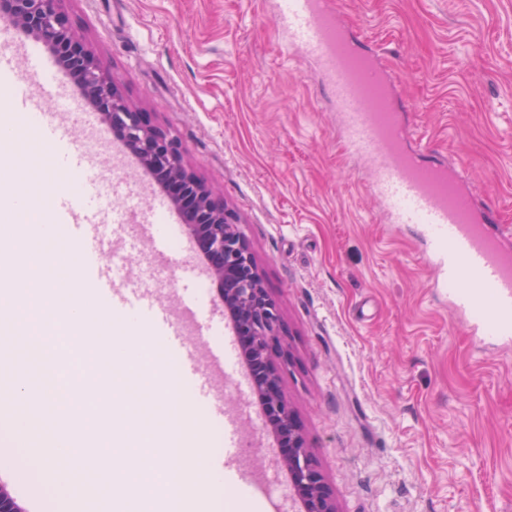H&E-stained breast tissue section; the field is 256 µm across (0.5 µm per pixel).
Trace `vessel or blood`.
I'll return each mask as SVG.
<instances>
[{
	"label": "vessel or blood",
	"instance_id": "1",
	"mask_svg": "<svg viewBox=\"0 0 512 512\" xmlns=\"http://www.w3.org/2000/svg\"><path fill=\"white\" fill-rule=\"evenodd\" d=\"M274 24L288 36L302 56L315 62L332 88L347 152L367 160L370 192L390 223L415 224L426 245L429 263L439 284L449 286L452 311L470 316L471 333L483 347L497 341L512 342V250L496 231V211L477 209L471 193L446 168L419 160L402 151L403 123L394 99L396 83L387 66L364 51L327 0H290L274 16ZM8 26L0 27V72L20 69L55 83L56 73L41 57L11 49ZM5 108L22 117L51 150L57 171L74 175L77 194L56 193L51 200L58 213L76 215L62 225L69 244L80 253L91 272V286L110 311L134 315L162 341L172 357L178 383L190 385L196 400L209 409L212 422L224 415V362L188 342L172 319L169 304L138 286L117 287L103 257V235L97 218L98 185L102 165L92 155L74 150L73 131L48 112L44 97L33 95L26 81H18ZM243 445L239 431L224 437V455L209 465L223 476L226 458Z\"/></svg>",
	"mask_w": 512,
	"mask_h": 512
}]
</instances>
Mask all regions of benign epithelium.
<instances>
[{
  "instance_id": "obj_1",
  "label": "benign epithelium",
  "mask_w": 512,
  "mask_h": 512,
  "mask_svg": "<svg viewBox=\"0 0 512 512\" xmlns=\"http://www.w3.org/2000/svg\"><path fill=\"white\" fill-rule=\"evenodd\" d=\"M60 2L0 0V18L50 48L61 66L77 75L102 122L121 135L143 169L171 189L234 334L245 343L253 388L275 436L273 452L288 472L298 512H336L332 489L280 386L275 351L284 324L237 215L184 165L181 141L153 124L122 93L108 65L78 34Z\"/></svg>"
}]
</instances>
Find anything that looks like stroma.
I'll list each match as a JSON object with an SVG mask.
<instances>
[{
    "label": "stroma",
    "mask_w": 512,
    "mask_h": 512,
    "mask_svg": "<svg viewBox=\"0 0 512 512\" xmlns=\"http://www.w3.org/2000/svg\"><path fill=\"white\" fill-rule=\"evenodd\" d=\"M390 67L405 145L462 175L478 209L501 213L512 247V0H333ZM280 0H64L120 89L178 136L188 166L239 217L286 334L280 383L337 512H512V347H478L435 288L416 226L386 224L363 157L345 152L330 89L286 56ZM116 205L129 177L115 133L99 141ZM27 124L0 143V220L49 224L67 192ZM31 206L18 214L19 197ZM164 301L190 287L182 241L169 257L116 244ZM28 337L0 312V373L22 376ZM211 512H294L267 429H243ZM257 480L261 492L247 491ZM0 484L32 512L42 476L0 452Z\"/></svg>",
    "instance_id": "35a3bbf8"
}]
</instances>
